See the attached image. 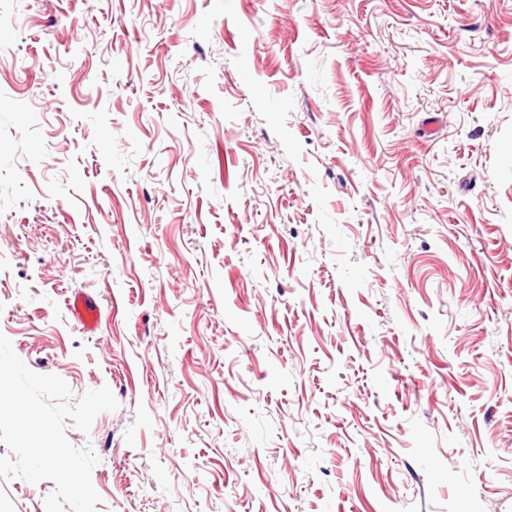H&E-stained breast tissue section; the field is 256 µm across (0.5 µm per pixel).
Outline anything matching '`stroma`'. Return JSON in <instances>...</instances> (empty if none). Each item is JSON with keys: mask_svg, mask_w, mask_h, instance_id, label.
Instances as JSON below:
<instances>
[{"mask_svg": "<svg viewBox=\"0 0 512 512\" xmlns=\"http://www.w3.org/2000/svg\"><path fill=\"white\" fill-rule=\"evenodd\" d=\"M511 144L512 0H0V334L112 391L96 512H512ZM68 305L71 314L84 329L92 331L97 328L100 310L93 298L78 293L69 299Z\"/></svg>", "mask_w": 512, "mask_h": 512, "instance_id": "35a3bbf8", "label": "stroma"}]
</instances>
